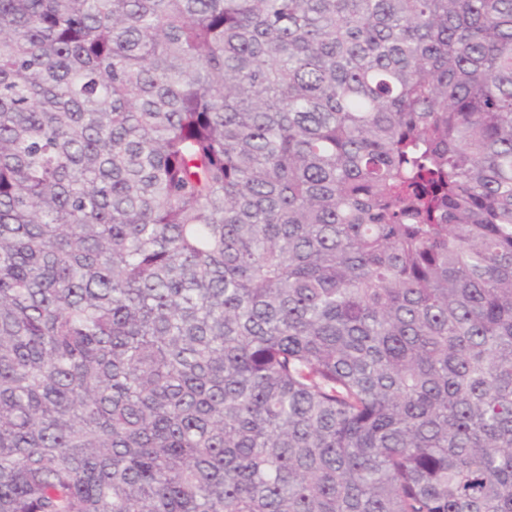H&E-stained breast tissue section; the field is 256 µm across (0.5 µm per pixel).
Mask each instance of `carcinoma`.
Instances as JSON below:
<instances>
[{"label": "carcinoma", "mask_w": 512, "mask_h": 512, "mask_svg": "<svg viewBox=\"0 0 512 512\" xmlns=\"http://www.w3.org/2000/svg\"><path fill=\"white\" fill-rule=\"evenodd\" d=\"M0 512H512V0H0Z\"/></svg>", "instance_id": "cac0c4a2"}]
</instances>
